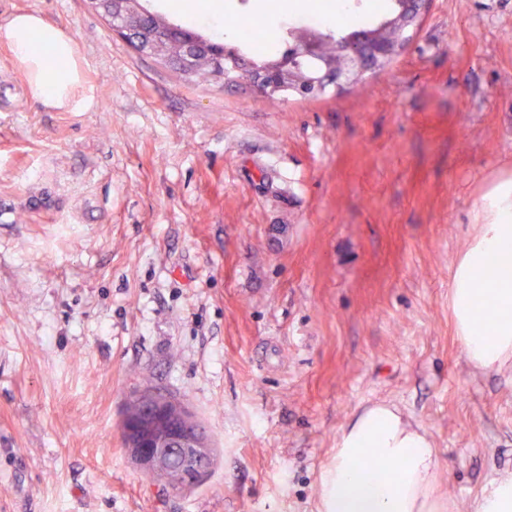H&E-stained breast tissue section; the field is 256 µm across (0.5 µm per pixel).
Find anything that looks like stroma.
Listing matches in <instances>:
<instances>
[{
    "mask_svg": "<svg viewBox=\"0 0 512 512\" xmlns=\"http://www.w3.org/2000/svg\"><path fill=\"white\" fill-rule=\"evenodd\" d=\"M331 0H223L256 39ZM66 29L94 102L32 98L0 44V512H321L363 409L427 434L450 512L512 473V366L450 309L487 187L512 177V0H430L361 83L288 100L189 85L88 0H0ZM153 386L218 461L183 493L121 445Z\"/></svg>",
    "mask_w": 512,
    "mask_h": 512,
    "instance_id": "1",
    "label": "stroma"
}]
</instances>
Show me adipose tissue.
Wrapping results in <instances>:
<instances>
[{"label":"adipose tissue","mask_w":512,"mask_h":512,"mask_svg":"<svg viewBox=\"0 0 512 512\" xmlns=\"http://www.w3.org/2000/svg\"><path fill=\"white\" fill-rule=\"evenodd\" d=\"M0 43L29 76L31 95L55 110H86L72 36L41 16L19 12L0 24ZM481 223L457 259L450 303L467 362L477 369L512 362V177L494 181L477 205ZM427 436L392 408L366 409L342 431L321 476L322 512H444Z\"/></svg>","instance_id":"adipose-tissue-1"}]
</instances>
